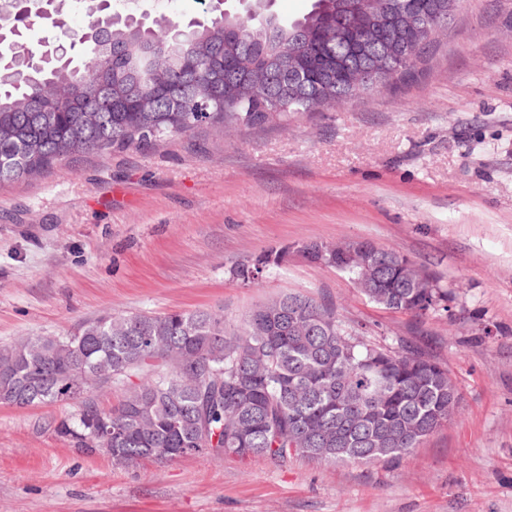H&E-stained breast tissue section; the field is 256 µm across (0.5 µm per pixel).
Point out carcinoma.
Returning <instances> with one entry per match:
<instances>
[{"instance_id": "obj_1", "label": "carcinoma", "mask_w": 512, "mask_h": 512, "mask_svg": "<svg viewBox=\"0 0 512 512\" xmlns=\"http://www.w3.org/2000/svg\"><path fill=\"white\" fill-rule=\"evenodd\" d=\"M387 0H370L349 17L353 0H313L299 20L264 27L208 12L203 19L151 22L112 12L85 49L98 58L89 73L47 50L23 52L24 32H0V185L26 181L60 160L115 149H153L167 137L232 127H285L321 101L348 103L412 81L430 46L417 44L402 7L383 21ZM241 28L239 56L264 69L224 68L225 32ZM177 41L155 57L150 30ZM315 42L326 62L312 79L289 74L301 63L292 48ZM49 85L71 106H48ZM224 104L202 120L191 109ZM312 263L339 266L372 303L422 317L448 311V289L420 275L417 262L368 241L302 242ZM275 251L236 264L255 281L280 263ZM112 373L124 395L110 409L98 392ZM140 375L139 382L130 377ZM460 397L448 368L422 339L390 349L368 342L330 303L300 293L254 308L242 328L205 309L162 315L105 312L62 336H31L0 347V404L18 407L76 401L55 431L87 454L112 438L118 464L214 452L240 458L292 455L317 462L368 463L400 458L448 423V398Z\"/></svg>"}]
</instances>
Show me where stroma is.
<instances>
[{
    "mask_svg": "<svg viewBox=\"0 0 512 512\" xmlns=\"http://www.w3.org/2000/svg\"><path fill=\"white\" fill-rule=\"evenodd\" d=\"M369 240L451 298L417 317L369 302L302 241ZM287 250L256 282L235 263ZM331 302L367 340L422 337L461 399L398 459L200 453L114 463L57 435L70 404L0 405V512H512V0H461L422 74L288 128L171 138L0 187V346L105 312Z\"/></svg>",
    "mask_w": 512,
    "mask_h": 512,
    "instance_id": "stroma-1",
    "label": "stroma"
}]
</instances>
